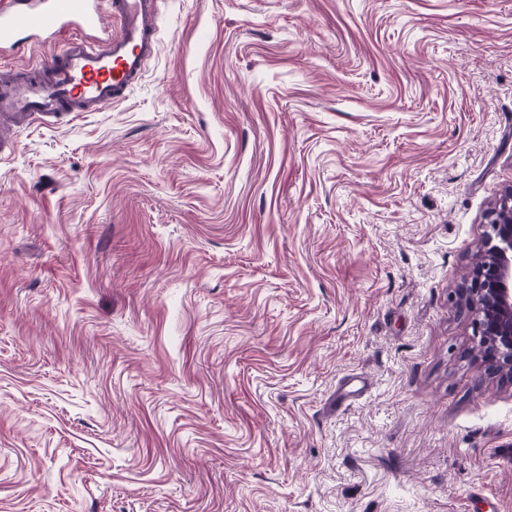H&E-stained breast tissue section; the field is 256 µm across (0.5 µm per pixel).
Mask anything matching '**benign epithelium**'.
Instances as JSON below:
<instances>
[{
  "instance_id": "7a95c632",
  "label": "benign epithelium",
  "mask_w": 512,
  "mask_h": 512,
  "mask_svg": "<svg viewBox=\"0 0 512 512\" xmlns=\"http://www.w3.org/2000/svg\"><path fill=\"white\" fill-rule=\"evenodd\" d=\"M485 220L484 259L466 288L476 309L471 327L483 346V361L512 377V186Z\"/></svg>"
}]
</instances>
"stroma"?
<instances>
[{
    "mask_svg": "<svg viewBox=\"0 0 512 512\" xmlns=\"http://www.w3.org/2000/svg\"><path fill=\"white\" fill-rule=\"evenodd\" d=\"M159 27L128 98L0 155V512H512V379L457 302L512 185V0Z\"/></svg>",
    "mask_w": 512,
    "mask_h": 512,
    "instance_id": "1",
    "label": "stroma"
}]
</instances>
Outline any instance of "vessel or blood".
Instances as JSON below:
<instances>
[{"label":"vessel or blood","instance_id":"obj_1","mask_svg":"<svg viewBox=\"0 0 512 512\" xmlns=\"http://www.w3.org/2000/svg\"><path fill=\"white\" fill-rule=\"evenodd\" d=\"M159 0H110L114 28H102L95 0H0V47L20 35L78 36L50 60L0 72V116L51 125L125 99L155 58Z\"/></svg>","mask_w":512,"mask_h":512}]
</instances>
